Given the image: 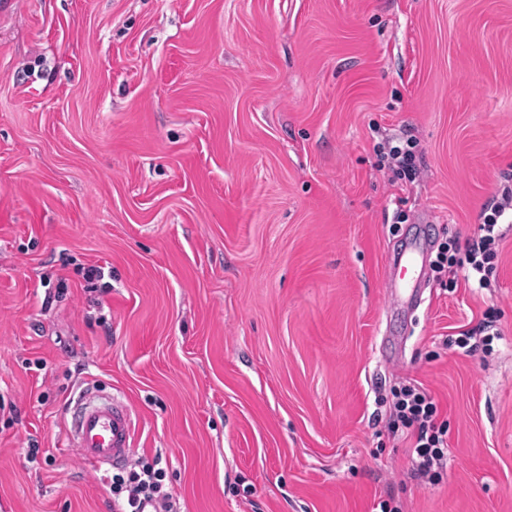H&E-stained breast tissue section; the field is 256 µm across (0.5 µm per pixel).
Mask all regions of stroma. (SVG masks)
<instances>
[{
    "label": "stroma",
    "mask_w": 512,
    "mask_h": 512,
    "mask_svg": "<svg viewBox=\"0 0 512 512\" xmlns=\"http://www.w3.org/2000/svg\"><path fill=\"white\" fill-rule=\"evenodd\" d=\"M508 174L512 0H11L0 512H114L65 440L92 386L178 512H512V229L491 287L390 296ZM490 308L492 353L449 346ZM409 382L448 423L435 482L389 427ZM384 150L383 146L377 147L380 158L388 162L400 179L413 180L415 178L417 150L414 142H406V145L403 146H390L387 152ZM426 257L423 244L416 243L409 248L406 254H402L399 258L396 265L400 268V279L403 282V288H409L417 277L420 285V276Z\"/></svg>",
    "instance_id": "obj_1"
}]
</instances>
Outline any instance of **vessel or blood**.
<instances>
[{
    "label": "vessel or blood",
    "mask_w": 512,
    "mask_h": 512,
    "mask_svg": "<svg viewBox=\"0 0 512 512\" xmlns=\"http://www.w3.org/2000/svg\"><path fill=\"white\" fill-rule=\"evenodd\" d=\"M426 255L423 244L412 245L397 265L404 286L420 277ZM71 428L67 432L82 460L95 468L123 465L132 452L133 417L129 409L109 397L83 396L70 405Z\"/></svg>",
    "instance_id": "vessel-or-blood-1"
}]
</instances>
